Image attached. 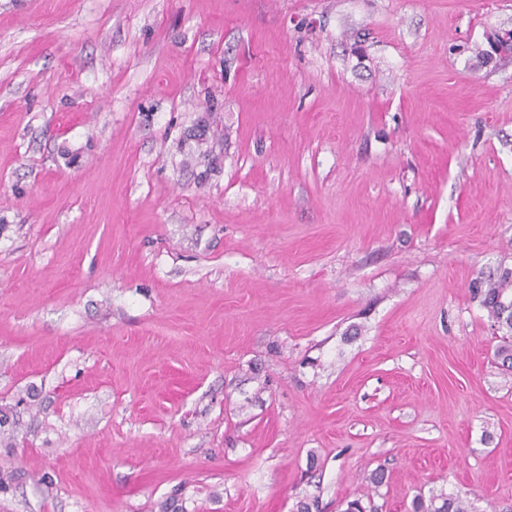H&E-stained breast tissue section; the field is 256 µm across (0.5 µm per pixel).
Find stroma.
I'll list each match as a JSON object with an SVG mask.
<instances>
[{"label": "stroma", "mask_w": 512, "mask_h": 512, "mask_svg": "<svg viewBox=\"0 0 512 512\" xmlns=\"http://www.w3.org/2000/svg\"><path fill=\"white\" fill-rule=\"evenodd\" d=\"M510 29L0 0V512H512ZM472 288L489 311L495 331L503 333L495 357L502 369L512 372V269L500 270L496 280L481 274ZM412 508L413 512H471L466 501L447 494L433 495L427 502L417 497L412 502Z\"/></svg>", "instance_id": "stroma-1"}]
</instances>
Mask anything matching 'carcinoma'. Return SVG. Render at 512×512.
<instances>
[{"label":"carcinoma","instance_id":"carcinoma-1","mask_svg":"<svg viewBox=\"0 0 512 512\" xmlns=\"http://www.w3.org/2000/svg\"><path fill=\"white\" fill-rule=\"evenodd\" d=\"M474 291L487 308L495 331L502 333L495 357L502 369L512 372V269H503L497 278L479 276ZM413 512H471L470 505L459 497L433 495L425 501L418 497L412 502Z\"/></svg>","mask_w":512,"mask_h":512}]
</instances>
